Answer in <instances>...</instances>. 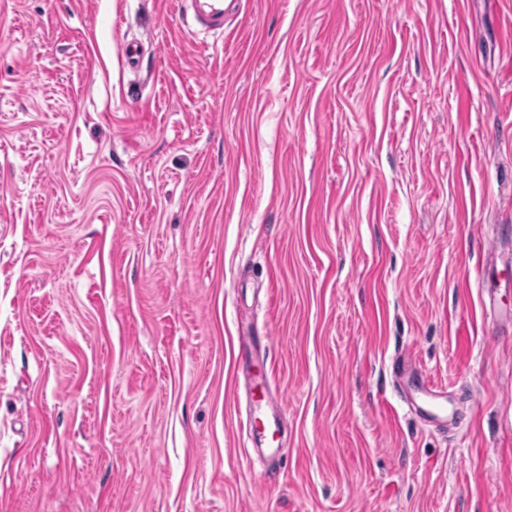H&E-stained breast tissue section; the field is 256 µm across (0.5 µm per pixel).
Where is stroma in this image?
I'll return each instance as SVG.
<instances>
[{"label": "stroma", "instance_id": "1", "mask_svg": "<svg viewBox=\"0 0 512 512\" xmlns=\"http://www.w3.org/2000/svg\"><path fill=\"white\" fill-rule=\"evenodd\" d=\"M239 2L0 0V512H512V0ZM183 13L191 12L193 22L206 33H223L224 18L238 4V0H181Z\"/></svg>", "mask_w": 512, "mask_h": 512}]
</instances>
